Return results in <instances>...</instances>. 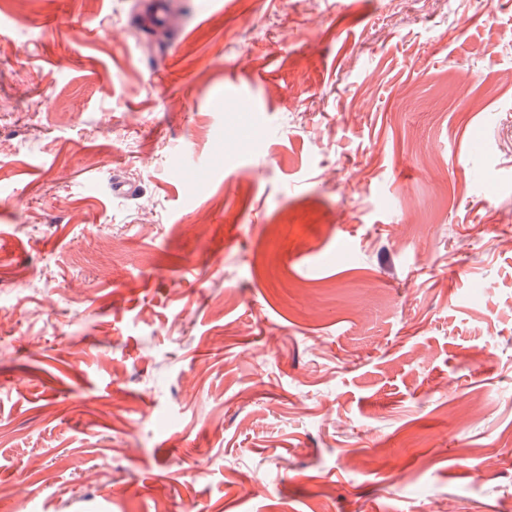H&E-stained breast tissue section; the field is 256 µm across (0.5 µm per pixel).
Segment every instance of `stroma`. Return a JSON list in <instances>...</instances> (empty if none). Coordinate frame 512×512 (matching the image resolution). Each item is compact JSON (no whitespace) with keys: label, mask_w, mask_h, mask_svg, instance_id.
I'll use <instances>...</instances> for the list:
<instances>
[{"label":"stroma","mask_w":512,"mask_h":512,"mask_svg":"<svg viewBox=\"0 0 512 512\" xmlns=\"http://www.w3.org/2000/svg\"><path fill=\"white\" fill-rule=\"evenodd\" d=\"M156 2L0 0V512H512V0Z\"/></svg>","instance_id":"obj_1"}]
</instances>
